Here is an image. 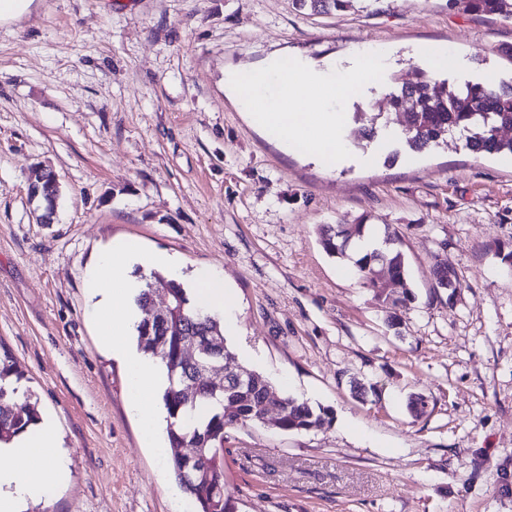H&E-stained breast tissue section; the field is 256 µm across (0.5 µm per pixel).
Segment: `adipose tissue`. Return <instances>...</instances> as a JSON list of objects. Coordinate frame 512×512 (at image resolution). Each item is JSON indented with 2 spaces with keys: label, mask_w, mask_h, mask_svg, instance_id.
Returning <instances> with one entry per match:
<instances>
[{
  "label": "adipose tissue",
  "mask_w": 512,
  "mask_h": 512,
  "mask_svg": "<svg viewBox=\"0 0 512 512\" xmlns=\"http://www.w3.org/2000/svg\"><path fill=\"white\" fill-rule=\"evenodd\" d=\"M163 266L175 269L170 255L143 254L134 243L120 242L102 253L87 286L96 299L94 316L101 343L120 356L127 368V396L131 409L141 417L146 440H154L161 423L152 412L156 389L165 387L164 367L130 349L125 338L138 316L127 308L129 298L141 287L137 277L131 276L133 265ZM193 301L214 312L230 308L232 294L224 286L222 275L199 270L194 278ZM68 472V462L61 454L55 424L52 420L39 421L35 429L20 434L11 443L0 446V512H19L21 501L47 499Z\"/></svg>",
  "instance_id": "ef3b65f1"
}]
</instances>
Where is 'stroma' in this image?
<instances>
[{
  "instance_id": "1",
  "label": "stroma",
  "mask_w": 512,
  "mask_h": 512,
  "mask_svg": "<svg viewBox=\"0 0 512 512\" xmlns=\"http://www.w3.org/2000/svg\"><path fill=\"white\" fill-rule=\"evenodd\" d=\"M452 47L432 84L512 78V20L452 0H34L0 26V354L57 426L69 474L23 512H192L140 435L122 365L97 341L86 278L112 243L208 266L235 305L244 371L327 408L301 433L226 428L232 512H512V154L455 134L409 149L395 79L415 51ZM383 49L382 82L345 110L352 158L286 151L224 89L275 55L344 65ZM377 114L370 122L369 114ZM376 125V139L364 130ZM52 168L53 223L32 168ZM398 231L415 301L388 308L328 255L325 226ZM447 260L460 288L436 286ZM424 396L425 414L409 404Z\"/></svg>"
}]
</instances>
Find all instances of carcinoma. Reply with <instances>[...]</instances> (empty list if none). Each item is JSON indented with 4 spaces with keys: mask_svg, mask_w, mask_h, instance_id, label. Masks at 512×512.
Returning a JSON list of instances; mask_svg holds the SVG:
<instances>
[{
    "mask_svg": "<svg viewBox=\"0 0 512 512\" xmlns=\"http://www.w3.org/2000/svg\"><path fill=\"white\" fill-rule=\"evenodd\" d=\"M301 7L314 11L344 10L355 0H296ZM463 10L484 15L512 19V0H453ZM395 108L410 105L405 125L406 142L417 152L439 143L457 133L464 146L474 154H494L503 150L512 152V140L499 137L500 130L512 128V80L499 82L491 90L485 84L468 83L458 91L438 92L427 75L416 68L397 79L396 92L390 95ZM367 224L361 219L338 230L322 232V244L331 255L347 256L346 243L363 237ZM384 248L365 253L355 259L357 275L371 288L375 298L392 307L406 306L414 294L405 292L401 299L386 294L383 284L373 278L377 262L387 265L394 280H405L407 263L395 234L383 235ZM143 285L136 297L142 313L136 326L139 348L160 360L167 374L168 385L162 400L167 412V436L171 448H191L193 452L173 454L172 467L176 479L194 498L197 512H228L224 500V430L233 425L260 423L263 405L272 399L270 385L260 373L253 374L247 386H227L217 389L204 385L191 398L182 394L187 367L181 347L189 340L201 346L200 360L219 368L234 371L237 368L233 352L224 342V325L214 314L190 305L188 293L182 284L152 270L142 276ZM437 287L457 288L455 272L448 263L436 266ZM165 291L169 316L157 323L153 313V295ZM20 379L13 363L0 357V443L24 432L40 420L37 409L29 401L14 402L17 388L6 383L10 377ZM279 417L271 428L284 432L306 431L330 420L323 407L313 408L296 399L278 398Z\"/></svg>",
    "mask_w": 512,
    "mask_h": 512,
    "instance_id": "1",
    "label": "carcinoma"
}]
</instances>
